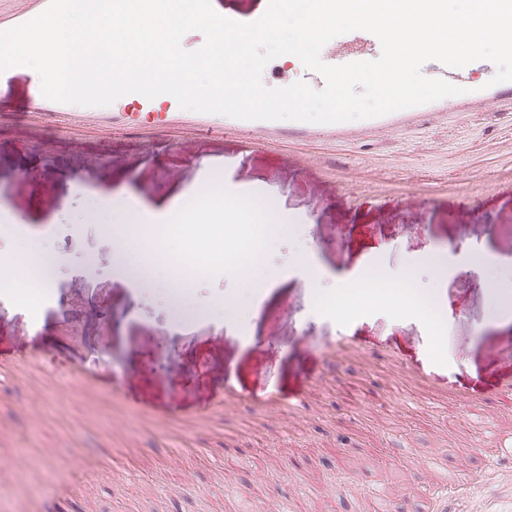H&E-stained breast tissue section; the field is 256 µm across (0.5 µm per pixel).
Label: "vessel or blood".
I'll use <instances>...</instances> for the list:
<instances>
[{
    "label": "vessel or blood",
    "instance_id": "1",
    "mask_svg": "<svg viewBox=\"0 0 512 512\" xmlns=\"http://www.w3.org/2000/svg\"><path fill=\"white\" fill-rule=\"evenodd\" d=\"M49 0H0V31L23 24L42 13ZM381 46L373 34L358 30L339 35L329 41L321 51L325 63L340 65L353 61H367L379 57ZM422 72L430 78H442L464 87V94L446 97L428 104L417 105L387 115L365 119L364 128L396 129L423 117L446 118L459 111L512 112V81L488 86L495 65L487 60L472 62L453 68L438 61L426 62ZM28 84L29 113L50 122L56 132L72 134L86 122L100 124L109 134L120 135L133 128L175 127L177 132L192 134H224L231 130L253 144H261L278 136L279 130L272 120H243L225 115L181 111L176 99L164 95L156 100L139 93H129L108 106H81L55 102L41 93L40 80L29 75L26 67L16 66L0 74V102L11 97L17 81Z\"/></svg>",
    "mask_w": 512,
    "mask_h": 512
}]
</instances>
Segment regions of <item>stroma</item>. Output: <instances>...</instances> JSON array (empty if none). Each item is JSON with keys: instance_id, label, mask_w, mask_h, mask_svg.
I'll list each match as a JSON object with an SVG mask.
<instances>
[{"instance_id": "stroma-1", "label": "stroma", "mask_w": 512, "mask_h": 512, "mask_svg": "<svg viewBox=\"0 0 512 512\" xmlns=\"http://www.w3.org/2000/svg\"><path fill=\"white\" fill-rule=\"evenodd\" d=\"M351 126L345 142L186 135L175 149L161 129L0 126V224L26 227L0 250L65 258L45 297L0 307V512H364L378 497L430 512L448 484L463 487L454 512H512V461L471 481L512 444V115ZM218 184L275 206L269 234L246 229L258 268L208 261L186 308L167 270L195 245L173 234L140 241L163 258L129 278L108 225L191 210ZM483 243L494 292L461 268ZM305 253L318 287L297 270ZM363 268L393 289L317 306Z\"/></svg>"}]
</instances>
